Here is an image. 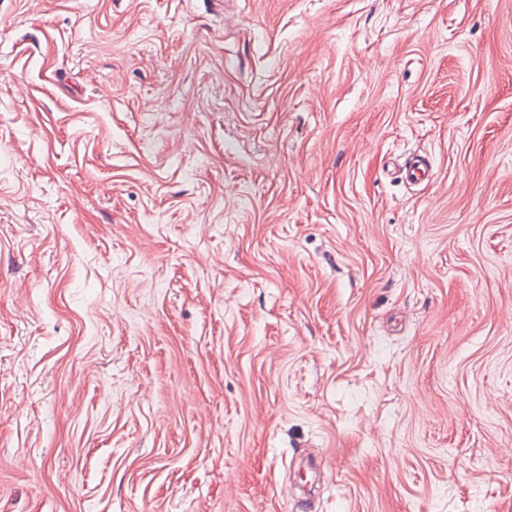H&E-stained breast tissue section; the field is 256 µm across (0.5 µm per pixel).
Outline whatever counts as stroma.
Wrapping results in <instances>:
<instances>
[{"label":"stroma","instance_id":"35a3bbf8","mask_svg":"<svg viewBox=\"0 0 512 512\" xmlns=\"http://www.w3.org/2000/svg\"><path fill=\"white\" fill-rule=\"evenodd\" d=\"M306 454L512 512V0H0V512H294Z\"/></svg>","mask_w":512,"mask_h":512}]
</instances>
